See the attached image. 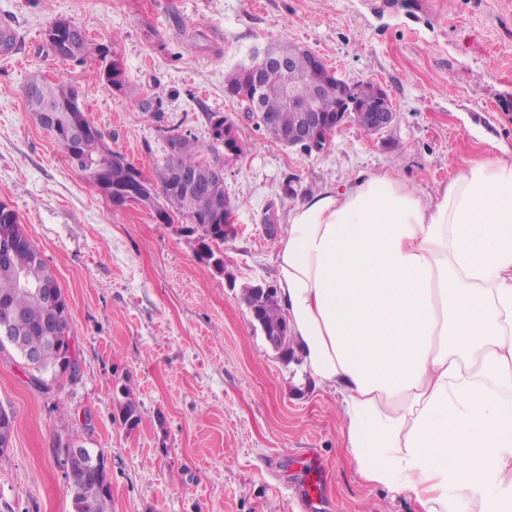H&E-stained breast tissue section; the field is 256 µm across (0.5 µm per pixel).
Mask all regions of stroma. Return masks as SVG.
Listing matches in <instances>:
<instances>
[{"instance_id": "obj_1", "label": "stroma", "mask_w": 512, "mask_h": 512, "mask_svg": "<svg viewBox=\"0 0 512 512\" xmlns=\"http://www.w3.org/2000/svg\"><path fill=\"white\" fill-rule=\"evenodd\" d=\"M65 18L109 46L124 87L99 81L101 61H64L44 31ZM0 200L19 215L63 289L79 380L33 387L0 353V405L14 414L0 456V512H73L60 446L79 438L108 459L112 512H307L299 463L325 470L329 512H415L366 483L342 446L343 419L315 391L296 353L280 358L240 300L239 284H275L288 213L353 173L391 171L423 193L501 146L512 151V0H0ZM290 41L351 81L382 85L394 126L348 124L309 154L271 142L225 93L252 48ZM80 87L114 151L152 173L169 129L218 161L236 205L224 269L200 262L183 223L149 207L113 209L35 122L32 73ZM163 103L158 118L142 110ZM237 126L241 152L211 137L207 113ZM138 405L118 418L121 388Z\"/></svg>"}]
</instances>
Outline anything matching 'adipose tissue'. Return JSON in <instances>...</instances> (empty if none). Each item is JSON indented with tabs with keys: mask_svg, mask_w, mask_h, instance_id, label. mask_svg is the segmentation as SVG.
Instances as JSON below:
<instances>
[{
	"mask_svg": "<svg viewBox=\"0 0 512 512\" xmlns=\"http://www.w3.org/2000/svg\"><path fill=\"white\" fill-rule=\"evenodd\" d=\"M276 268L360 476L418 512H512V159L432 195L358 172L290 211Z\"/></svg>",
	"mask_w": 512,
	"mask_h": 512,
	"instance_id": "1",
	"label": "adipose tissue"
}]
</instances>
